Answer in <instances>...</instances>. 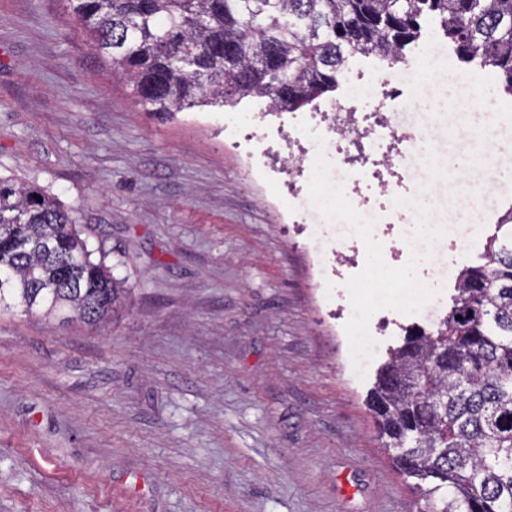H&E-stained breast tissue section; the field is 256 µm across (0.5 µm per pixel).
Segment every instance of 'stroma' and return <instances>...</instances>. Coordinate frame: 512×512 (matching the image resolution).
Instances as JSON below:
<instances>
[{
    "mask_svg": "<svg viewBox=\"0 0 512 512\" xmlns=\"http://www.w3.org/2000/svg\"><path fill=\"white\" fill-rule=\"evenodd\" d=\"M223 126L146 111L68 0H0V177L55 199L132 297L95 326L0 317V512H423L367 395L436 318L377 311L357 375L287 175ZM425 172L447 222L464 178Z\"/></svg>",
    "mask_w": 512,
    "mask_h": 512,
    "instance_id": "obj_1",
    "label": "stroma"
}]
</instances>
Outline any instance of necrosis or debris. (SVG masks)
Returning <instances> with one entry per match:
<instances>
[{
  "mask_svg": "<svg viewBox=\"0 0 512 512\" xmlns=\"http://www.w3.org/2000/svg\"><path fill=\"white\" fill-rule=\"evenodd\" d=\"M362 86L359 96L334 102L330 106H313L308 112H279L268 117L264 112H228L224 115V136L235 140L246 137L247 153L263 162L274 142L288 143L284 167L302 176H310L317 148L313 134L325 139L324 150L334 165L335 180L343 182L354 208L363 215L376 217L374 236L382 245L384 261L392 267L405 264L410 256L405 237L416 223L413 209L397 207L394 197H417L431 202L429 184L414 174L417 160L435 153L437 144L417 124H403V112H452L460 121L454 132L470 139L481 158L483 181L470 184L460 199L450 201L452 224L436 245L432 259L418 268L420 278L432 282L434 275L447 270L448 254L465 255L473 250L480 237V220L488 215V192L497 188L498 145L485 136L486 126L512 124V101L485 103L483 91L491 80L488 66L460 73L451 69L444 53L434 55L424 80L407 79L401 68L390 66L375 76L358 74ZM307 122L310 133L299 130ZM321 234L329 243L326 255L332 272L326 288H337L335 278L350 257H365L362 242L348 235L345 225L324 224Z\"/></svg>",
  "mask_w": 512,
  "mask_h": 512,
  "instance_id": "obj_1",
  "label": "necrosis or debris"
}]
</instances>
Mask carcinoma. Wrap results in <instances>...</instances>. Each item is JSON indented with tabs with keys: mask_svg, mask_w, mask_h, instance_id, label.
<instances>
[{
	"mask_svg": "<svg viewBox=\"0 0 512 512\" xmlns=\"http://www.w3.org/2000/svg\"><path fill=\"white\" fill-rule=\"evenodd\" d=\"M96 53L153 112L266 98L295 112L359 55L405 58L439 20L466 64L512 94V0H70ZM42 201H37L35 196ZM41 189L0 178V313L98 324L129 290ZM463 267L433 332L390 350L370 391L383 448L433 512H512V208Z\"/></svg>",
	"mask_w": 512,
	"mask_h": 512,
	"instance_id": "carcinoma-1",
	"label": "carcinoma"
}]
</instances>
